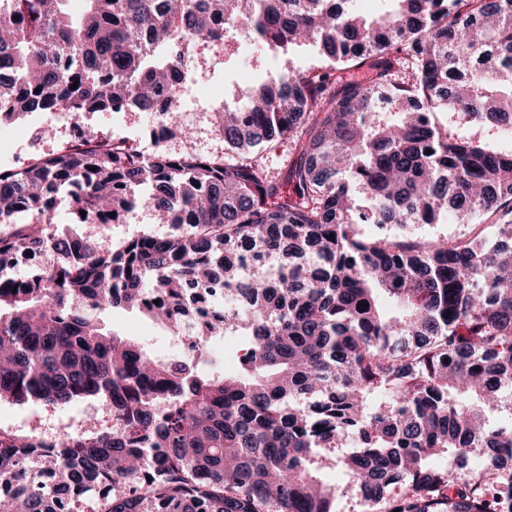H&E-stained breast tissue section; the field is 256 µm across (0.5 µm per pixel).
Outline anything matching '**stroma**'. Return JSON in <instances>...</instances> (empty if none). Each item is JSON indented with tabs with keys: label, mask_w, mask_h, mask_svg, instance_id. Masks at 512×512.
I'll use <instances>...</instances> for the list:
<instances>
[{
	"label": "stroma",
	"mask_w": 512,
	"mask_h": 512,
	"mask_svg": "<svg viewBox=\"0 0 512 512\" xmlns=\"http://www.w3.org/2000/svg\"><path fill=\"white\" fill-rule=\"evenodd\" d=\"M197 57L208 61L217 59L223 63L222 69L207 73L204 85L193 87L191 96L183 100V106L188 110L186 118L195 128L194 147L210 154L224 149L223 140L215 134L211 124V109L232 101L240 89L266 78L268 74L300 73L315 69L321 63L317 49L311 46H301L275 56L254 44L230 47L213 43L198 47ZM154 121V116L144 112H95L84 118L89 128L137 149L143 148ZM46 127L55 129V139L36 140L37 130ZM68 139L69 132L60 115L53 112L29 113L22 120L0 128V168L14 166L23 156L55 150ZM55 220L60 227L94 239L106 249L117 248L136 235H163L169 230L168 225L156 223L152 213L145 210L138 211L129 223L108 228L95 224H70L67 210L63 207L56 212ZM100 321L107 331L140 343L157 360L165 361L174 356L176 343L169 330L139 311L108 310L101 314ZM89 420L109 426L111 412L98 401L61 406H48L38 401L21 405L0 402V429L60 435L80 428Z\"/></svg>",
	"instance_id": "35a3bbf8"
}]
</instances>
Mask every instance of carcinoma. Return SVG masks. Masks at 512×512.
Segmentation results:
<instances>
[{"mask_svg": "<svg viewBox=\"0 0 512 512\" xmlns=\"http://www.w3.org/2000/svg\"><path fill=\"white\" fill-rule=\"evenodd\" d=\"M388 2L0 0V127L154 112L180 144L143 159L89 129L0 177V401L112 409L0 429V503L336 512V468L367 512H512V430L486 415L512 420V0ZM243 38L322 65L242 91L214 113L224 153L200 154L173 110L190 47ZM284 142L273 176L256 148ZM60 201L74 224L142 207L171 230L102 249L54 224ZM446 214L471 232H421ZM30 249L62 260L14 275ZM200 290L235 306L175 360L98 320L136 309L184 337ZM220 330L249 343L216 379Z\"/></svg>", "mask_w": 512, "mask_h": 512, "instance_id": "carcinoma-1", "label": "carcinoma"}]
</instances>
